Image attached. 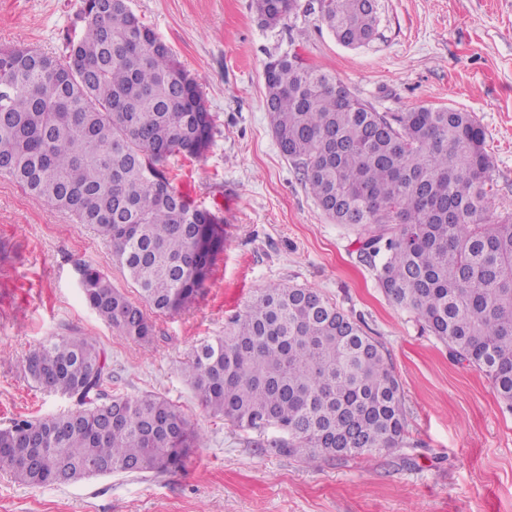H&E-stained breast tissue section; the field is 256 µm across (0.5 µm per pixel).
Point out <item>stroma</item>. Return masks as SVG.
Listing matches in <instances>:
<instances>
[{
  "label": "stroma",
  "instance_id": "35a3bbf8",
  "mask_svg": "<svg viewBox=\"0 0 512 512\" xmlns=\"http://www.w3.org/2000/svg\"><path fill=\"white\" fill-rule=\"evenodd\" d=\"M308 3L265 28L254 0H128L202 87L213 144L175 161L174 184L224 218V252L202 294L154 317L151 345L120 336L83 299L86 264L136 294L93 227L0 178V430L74 409L36 387L23 361L46 339L79 335L105 350L113 393L164 396L208 438L163 473L31 487L0 470V512H512V410L482 372L389 303L355 232L317 206L273 136L264 75L270 57L296 53L377 111L471 113L486 135L492 208L512 215V0H377L375 37L359 48L336 42ZM80 26L79 0H0V45L63 61ZM270 283L317 289L385 345L406 447L312 467L273 449L275 429L242 430L203 409L182 375L193 347L223 335Z\"/></svg>",
  "mask_w": 512,
  "mask_h": 512
}]
</instances>
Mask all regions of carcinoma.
Here are the masks:
<instances>
[{
	"label": "carcinoma",
	"instance_id": "1",
	"mask_svg": "<svg viewBox=\"0 0 512 512\" xmlns=\"http://www.w3.org/2000/svg\"><path fill=\"white\" fill-rule=\"evenodd\" d=\"M261 26L298 0H254ZM345 47L374 37L370 0H318ZM68 62L0 47V176L95 227L135 285L134 301L83 268L87 305L120 335L152 342L147 312L178 313L224 252V218L176 190L171 162L210 147L215 120L197 81L126 0H81ZM265 79L270 125L325 215L357 232L385 297L414 315L512 409V216L490 207L485 132L468 112L376 111L341 79L285 54ZM41 389L78 408L0 430V470L43 487L178 467L205 435L169 399L109 393L112 368L87 336L36 345ZM184 378L201 405L242 429L274 428L308 464L406 445L401 388L383 343L321 292L268 284L224 335L200 342Z\"/></svg>",
	"mask_w": 512,
	"mask_h": 512
}]
</instances>
